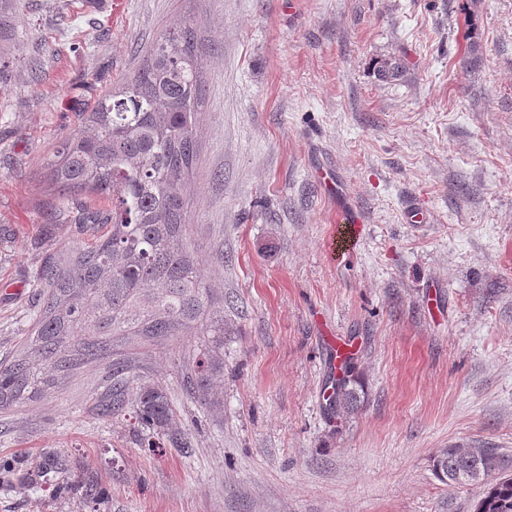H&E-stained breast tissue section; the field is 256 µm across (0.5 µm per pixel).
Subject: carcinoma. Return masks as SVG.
<instances>
[{"label":"carcinoma","instance_id":"1","mask_svg":"<svg viewBox=\"0 0 512 512\" xmlns=\"http://www.w3.org/2000/svg\"><path fill=\"white\" fill-rule=\"evenodd\" d=\"M202 61L189 23L165 31L142 67L119 92L105 95L82 126L48 162L58 194L112 200L107 234L87 247L52 252L35 275L42 289L34 324L21 352L0 362V408L34 401L85 363L106 362L116 343L140 338L160 343L195 336L185 390L214 405L213 384L224 373V315L215 311L211 283L196 258L187 224V189L199 156L198 106L204 95ZM405 73L402 60L379 62L383 81ZM324 409L336 419L356 414L368 399L352 353L336 355ZM112 390L100 415H135L149 432L147 450L161 439L190 448L188 435L170 430L172 409L162 388L142 381L136 368L115 360ZM433 471L450 487L481 488L475 512H512V457L492 448L455 444L433 457ZM70 492L97 503L105 491L69 484Z\"/></svg>","mask_w":512,"mask_h":512}]
</instances>
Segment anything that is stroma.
Segmentation results:
<instances>
[{
	"instance_id": "35a3bbf8",
	"label": "stroma",
	"mask_w": 512,
	"mask_h": 512,
	"mask_svg": "<svg viewBox=\"0 0 512 512\" xmlns=\"http://www.w3.org/2000/svg\"><path fill=\"white\" fill-rule=\"evenodd\" d=\"M185 20L222 407L182 390L190 337L127 343L117 357L166 390L190 448L146 455L98 414L106 364L82 365L0 409V512H473L479 488L432 459L512 455V0H0V362L32 327L45 253L104 230L70 221L101 202H61L48 160ZM387 56L400 80L375 73ZM349 338L368 401L336 424L327 353ZM51 454L66 474L41 471ZM69 480L106 495L89 508Z\"/></svg>"
}]
</instances>
